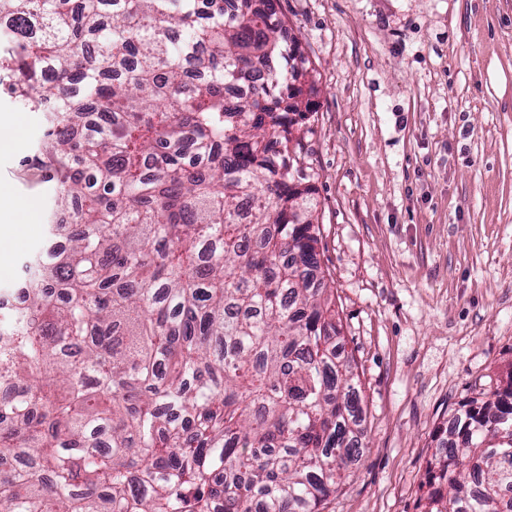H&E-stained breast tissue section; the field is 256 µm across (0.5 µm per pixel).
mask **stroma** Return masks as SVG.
<instances>
[{
    "label": "stroma",
    "mask_w": 512,
    "mask_h": 512,
    "mask_svg": "<svg viewBox=\"0 0 512 512\" xmlns=\"http://www.w3.org/2000/svg\"><path fill=\"white\" fill-rule=\"evenodd\" d=\"M316 71L301 126L366 449L326 512H417L434 436L512 375V0H276ZM0 298L53 219L49 122L0 87Z\"/></svg>",
    "instance_id": "1"
}]
</instances>
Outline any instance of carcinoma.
<instances>
[{"mask_svg":"<svg viewBox=\"0 0 512 512\" xmlns=\"http://www.w3.org/2000/svg\"><path fill=\"white\" fill-rule=\"evenodd\" d=\"M0 0L52 118L48 245L0 312V512H324L365 445L299 166L314 73L274 0ZM420 512H512V378ZM481 492L471 494V475Z\"/></svg>","mask_w":512,"mask_h":512,"instance_id":"cac0c4a2","label":"carcinoma"}]
</instances>
